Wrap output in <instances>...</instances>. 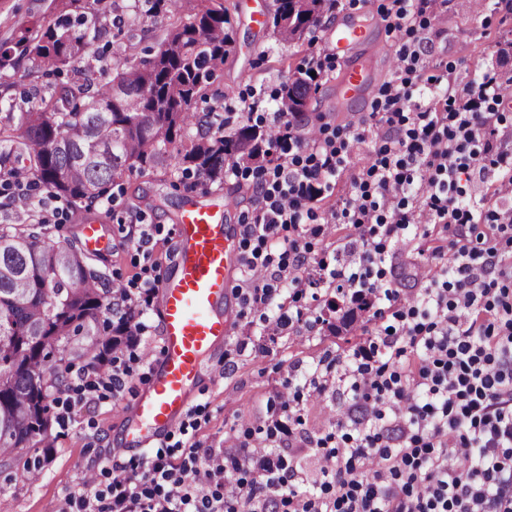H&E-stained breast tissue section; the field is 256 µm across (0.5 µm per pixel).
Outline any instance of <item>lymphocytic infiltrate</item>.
<instances>
[{
  "label": "lymphocytic infiltrate",
  "instance_id": "obj_1",
  "mask_svg": "<svg viewBox=\"0 0 512 512\" xmlns=\"http://www.w3.org/2000/svg\"><path fill=\"white\" fill-rule=\"evenodd\" d=\"M399 60L398 83L375 104V159L332 216L356 235L329 278L364 308L383 297L394 310L379 336L336 359L361 417L336 419L327 437L301 442L317 451L324 489L297 485L292 457L273 448L277 424L266 446L235 440L234 456L194 442L178 457L160 448L137 463L113 460L67 496L62 512H512V208L457 202L475 180L512 196V152L496 137V108L512 84L488 74L444 104L422 106L412 101L423 78L415 46L402 45ZM287 115L278 112L298 154L253 183L259 208L240 232L243 302L257 310L304 283L303 242L323 230L312 203L366 141L358 131L312 140ZM416 224L442 225L432 255L453 253L455 263L450 278L430 279L410 302L386 289L383 263ZM133 372L119 349L109 370L86 365L58 424L118 396Z\"/></svg>",
  "mask_w": 512,
  "mask_h": 512
}]
</instances>
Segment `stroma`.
<instances>
[{
	"label": "stroma",
	"instance_id": "35a3bbf8",
	"mask_svg": "<svg viewBox=\"0 0 512 512\" xmlns=\"http://www.w3.org/2000/svg\"><path fill=\"white\" fill-rule=\"evenodd\" d=\"M228 24L224 30L232 40L224 58V67L207 89L206 107L212 108L230 127L252 121L261 125L274 122V98L287 76L299 70L314 69L315 91L305 107L308 125L320 128L322 136L339 128L372 125V104L381 89L397 75L393 61L403 44L420 47V66H440L447 72L449 87L460 89L481 79L490 70L512 77V8L500 5L477 11L474 0H447L440 10L428 12L415 21L414 32L392 28L398 6L395 0H342L340 6L325 13L321 26L303 39L278 40L269 20L275 0H224ZM49 0H0V41L11 39L22 24L46 14ZM166 18L141 16L136 25H108L99 39V64L113 68L120 52L144 55L155 46L156 37ZM352 23L367 33L366 41L349 49H337L331 36L336 26ZM380 44L381 55L370 69L364 93L355 99L343 97L339 84L345 71L365 65L371 44ZM374 142L354 149L349 166L336 178L333 189L314 202L322 218H330L341 207L351 191L355 175L372 164ZM231 200L226 223L239 225L243 215L254 213L257 201L250 183L241 175L225 173L223 183H207L196 174L176 171L124 175L101 200L91 207L70 205L50 195L47 189L28 192L25 206H0V225L8 224L30 232L38 230L40 221L51 227L50 237L65 243L83 237L85 219L102 225L109 241L106 249L90 254L88 265L103 283L128 282L144 263L131 233L138 226L132 216L143 223L156 224L155 253L164 255L163 270H170L177 250L174 226L182 210L191 203L220 204ZM351 225L332 226L330 231L313 237L308 245L310 282L297 298L296 305L320 316V323H299L281 328L274 309L259 312L246 307L238 289H231L234 306L231 335L224 345L207 356L199 392L179 426L165 438L168 445L185 443L182 427L196 424V437L204 445L220 448L227 436L251 435L253 442L263 441L274 420L286 419L289 410L277 399L273 388L283 382L306 391L311 381H324L329 390L321 399L301 401V422L297 433L320 438L331 432L337 410L348 409L354 402L346 382L340 381L329 365L336 356L351 353L355 344L367 334L378 332L390 324L391 310L387 300H379L380 316L372 312H351L349 303L329 310L333 290L323 279L320 260H333L338 245L353 234ZM442 235L438 226L430 227L428 237L406 236L393 252L394 265L416 269L417 275L399 284L405 298L417 296L421 274L437 275V264L421 261ZM150 370L135 372L123 393L77 410L67 428L50 423L47 447L30 449L38 475L29 481L15 463H0V504L6 512H58L65 497L80 483L87 469L104 459L136 458V450L123 442L127 429L126 410L143 391Z\"/></svg>",
	"mask_w": 512,
	"mask_h": 512
}]
</instances>
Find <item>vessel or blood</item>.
<instances>
[{"label": "vessel or blood", "mask_w": 512, "mask_h": 512, "mask_svg": "<svg viewBox=\"0 0 512 512\" xmlns=\"http://www.w3.org/2000/svg\"><path fill=\"white\" fill-rule=\"evenodd\" d=\"M176 230L174 267L160 284L163 346L148 389L129 410L125 441L139 451L186 413L205 356L230 335L228 290L243 271L223 206L188 205Z\"/></svg>", "instance_id": "obj_1"}]
</instances>
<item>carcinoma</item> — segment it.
Masks as SVG:
<instances>
[{
  "instance_id": "obj_1",
  "label": "carcinoma",
  "mask_w": 512,
  "mask_h": 512,
  "mask_svg": "<svg viewBox=\"0 0 512 512\" xmlns=\"http://www.w3.org/2000/svg\"><path fill=\"white\" fill-rule=\"evenodd\" d=\"M140 0L122 7L102 0H51L49 12L0 42V69L25 60L73 77L33 99L23 92L4 101L0 139L18 140L15 158L30 157L28 170L6 172V185L21 177L56 196L91 204L122 174L141 175L183 165L214 183L224 168L271 162L280 129L224 124L192 110L224 66L229 42L224 0H146L153 17L178 15L157 40L149 59L124 55L110 74L89 61L108 10L138 14ZM334 0H276L274 31L284 41L314 33ZM311 71L282 83L278 99L303 112ZM197 132L190 145L183 137ZM77 242L59 244L40 232L0 229V457L45 444L51 405L48 389L79 359L98 364L131 327V315L114 322L119 288L100 287Z\"/></svg>"
}]
</instances>
